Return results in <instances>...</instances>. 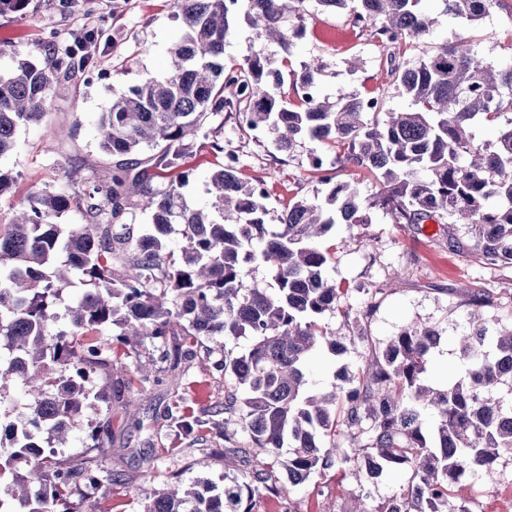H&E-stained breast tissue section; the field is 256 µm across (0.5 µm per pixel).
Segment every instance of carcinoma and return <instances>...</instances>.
<instances>
[{
	"label": "carcinoma",
	"instance_id": "1",
	"mask_svg": "<svg viewBox=\"0 0 512 512\" xmlns=\"http://www.w3.org/2000/svg\"><path fill=\"white\" fill-rule=\"evenodd\" d=\"M422 0H176L183 30L169 49L161 77L112 98L96 128L99 147L127 156L144 147V162H124L99 179L83 203L85 223L68 230L54 219L68 212L67 190L41 191L24 201L23 212L0 233V400L4 380L20 383L30 397L20 422L0 424V505L10 512H111L100 476L103 445L96 435L83 458H61L65 436L89 396L108 401L106 388L89 385L112 369L113 354L145 340L167 348L160 359L178 368L207 340L224 354L218 367L234 381L224 408L204 418L171 416L179 436L199 441L228 437L238 425L247 448H222L224 461L238 458L240 474L224 485L197 480L154 495L144 512H252L256 497L288 496L290 487L333 467L345 469L360 486L390 469L409 474L394 496L397 512H469L450 505L454 484L466 475L492 482L498 464L512 453V328L483 321L479 309L490 294L474 292L471 331L457 339L463 375L443 388L429 386L425 373L441 342L432 326L401 329L382 352L368 354L356 369H342V385L310 388L307 364L325 347L348 352L344 338L322 326L339 316L347 326L359 317L345 303L347 291L328 276L333 260L321 240L337 224L370 223L356 187L333 182L336 175L315 156L309 180L329 186L325 200L302 198L288 205L280 223H266L265 190L239 176V157L229 151L207 184L209 206H190L179 182L152 184L150 169L176 167L194 145L207 119L236 112L243 131L291 152L307 138L330 145L336 162L365 171L380 185L379 203L396 224L448 218L475 239L484 264H512V118L496 140L475 141L469 128L512 113V68H496L475 51L472 38L453 39L416 62L400 64L430 29ZM496 0H444L446 11L471 26ZM345 13L387 51L380 67L390 85L406 94L411 109L383 110L387 90L365 111V97L344 92L335 100L301 92L317 84L323 64L313 58L289 71L295 100H283L285 77L269 47L289 52L303 36L310 6ZM242 21L255 34L244 61L224 68V42ZM56 32L41 44L44 63L19 59L0 77V156L12 150L19 126L39 122L56 84L93 62L103 29L70 32L72 44L58 47ZM510 93H503V89ZM149 217L137 234L126 214ZM181 235L180 257L166 250ZM261 261L274 284L244 286L250 265ZM76 268L88 288L65 307L70 330L51 332L57 307ZM110 328L112 338L98 337ZM182 340L168 343L167 337ZM252 337L241 354L214 340ZM370 425L362 427L364 420ZM349 432L351 447L335 440ZM288 447L284 457L280 449ZM288 483H283L281 475ZM78 501L71 502L72 496Z\"/></svg>",
	"mask_w": 512,
	"mask_h": 512
}]
</instances>
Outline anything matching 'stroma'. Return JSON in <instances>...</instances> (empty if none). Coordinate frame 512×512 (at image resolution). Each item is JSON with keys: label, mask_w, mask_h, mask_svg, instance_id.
Here are the masks:
<instances>
[{"label": "stroma", "mask_w": 512, "mask_h": 512, "mask_svg": "<svg viewBox=\"0 0 512 512\" xmlns=\"http://www.w3.org/2000/svg\"><path fill=\"white\" fill-rule=\"evenodd\" d=\"M102 26L104 35L88 72L58 85L45 105L40 122L20 126L15 149L0 156V170L13 178L10 188L0 192V226L11 223L21 202L33 191L66 188L73 198L69 212L59 219L71 226L83 223L82 203L91 178L108 174L117 159L98 145L95 123L115 96L129 86L161 76L172 41L182 29L173 0H81L76 12L60 14L55 0H30L25 12L0 13V76H8L17 59H42L39 44L46 28L58 33L66 44L69 32L83 24ZM478 53L487 63L498 65L512 59L505 39L512 35V0H499L474 31ZM381 50L365 32L354 27L345 15L310 9L304 18V35L293 50V65L319 58L324 69L319 86L328 97L344 91L364 96L377 94L388 79L379 67ZM357 57L361 66L348 70L347 60ZM77 126L74 138L51 140L52 131ZM207 136L183 158L182 167L192 170L193 179L183 193L190 206L208 205L206 184L211 173L224 163L226 151L240 159V175L262 181L270 223H278L289 202L324 193V186L307 181L313 157L325 167L336 169L339 179L350 182L369 202L370 224L336 227V251L330 276L347 291L346 301L363 314L368 343L350 346L336 357L320 350L313 358L317 388L332 390L338 385L341 368H355L364 351H382L401 328L413 323L431 325L447 335L435 353L426 381L439 386L460 375L463 364L452 342L469 329L471 292L480 288L492 296L483 316L492 324L512 326V264L484 265L466 255L474 240L464 226L449 230L444 219L422 224H396L382 207L373 203L379 188L354 169H337L336 152L310 140L297 144L293 152L276 150L264 139L245 134L236 113L211 116ZM458 245H450L449 233ZM161 343H146L136 352L121 356L111 374H99L96 385H107L110 402L89 400L76 420L74 438L63 456L79 461L87 444V433H100L107 450L102 462L115 472L112 483V512H143V505L171 475L184 482L208 479L224 482V461L211 456L210 448L224 447L223 439L190 442L177 438L168 426L165 412L179 406L187 417L203 416L222 406L224 392L232 384L217 364L220 353L198 352L178 370L161 362ZM152 362L159 380L140 379L138 363ZM207 384L206 402L194 397L198 384ZM360 492L348 472L335 468L313 474L309 481L292 488L288 498L263 497L253 512H346ZM454 503L471 512H512V454L505 455L495 481L464 478L454 488Z\"/></svg>", "instance_id": "stroma-1"}]
</instances>
